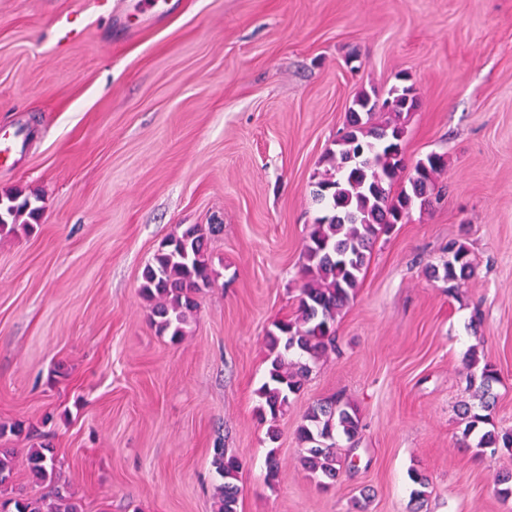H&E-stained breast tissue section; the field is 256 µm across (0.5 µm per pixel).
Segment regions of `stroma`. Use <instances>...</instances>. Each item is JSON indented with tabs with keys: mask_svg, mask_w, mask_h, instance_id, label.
<instances>
[{
	"mask_svg": "<svg viewBox=\"0 0 512 512\" xmlns=\"http://www.w3.org/2000/svg\"><path fill=\"white\" fill-rule=\"evenodd\" d=\"M127 35L99 0H0V125L36 134L0 191L41 197L32 232H0V447L13 495L50 484L80 512H219L215 445L242 463L237 512H512L494 489L512 453L465 447L470 357L496 366L495 423L512 429V0H180ZM404 176L446 157L431 206L381 235L337 346L277 422L256 408L266 335L293 315L312 195L362 90L401 74ZM217 224L211 287L178 342L160 335L141 273L170 235ZM474 274L431 278L449 242ZM336 397L363 430L323 489L296 432ZM50 444L53 483L29 449ZM276 452L279 476L266 480Z\"/></svg>",
	"mask_w": 512,
	"mask_h": 512,
	"instance_id": "1",
	"label": "stroma"
}]
</instances>
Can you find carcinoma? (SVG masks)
<instances>
[{
    "label": "carcinoma",
    "instance_id": "cac0c4a2",
    "mask_svg": "<svg viewBox=\"0 0 512 512\" xmlns=\"http://www.w3.org/2000/svg\"><path fill=\"white\" fill-rule=\"evenodd\" d=\"M410 76L387 90L382 104L363 90L349 108L348 131L331 151L328 161L333 172L315 183L314 197L327 201L329 213L308 228L304 253L307 260L305 281L298 299L297 313L273 323L267 332L270 366L265 382L258 389L261 420L275 423L288 410L290 398L297 395L312 372L315 362L336 343V315L349 304L361 284L367 251L380 234L390 232L409 216L414 204H430L435 175L445 166L444 155L427 154L414 166L409 187L392 192L403 171L400 148L404 138L401 116L415 108ZM379 112L388 114L380 124L373 122ZM40 207L19 190L0 192V231L37 220ZM220 230L211 224L203 230L199 224L186 227L181 234L166 238L153 261L142 271L141 291L151 302V323L161 334L176 341L183 336L186 314L196 306L195 294L213 281V268L206 233ZM469 248L460 242L448 244V259L431 267L430 276L442 279L454 289L473 274ZM479 383L487 400L478 409L466 412L464 438L475 436L477 448L512 452V430L494 423L493 386L500 382L498 370L485 363L479 374L467 376V383ZM363 428L359 410L336 400L322 401L310 407L298 430L301 461L304 468L326 488L340 477L344 461L337 453L334 432L340 430L353 442ZM52 449L43 446L27 457L30 472L39 480L53 475ZM212 463L224 479L221 485L220 512H236L241 493L236 484L242 468L240 459L218 445L213 448ZM14 470V451L0 448V495L7 494ZM414 485L412 500L422 508L427 497L429 478L419 472L409 474ZM494 485L504 499L512 497V473L497 474Z\"/></svg>",
    "mask_w": 512,
    "mask_h": 512
}]
</instances>
